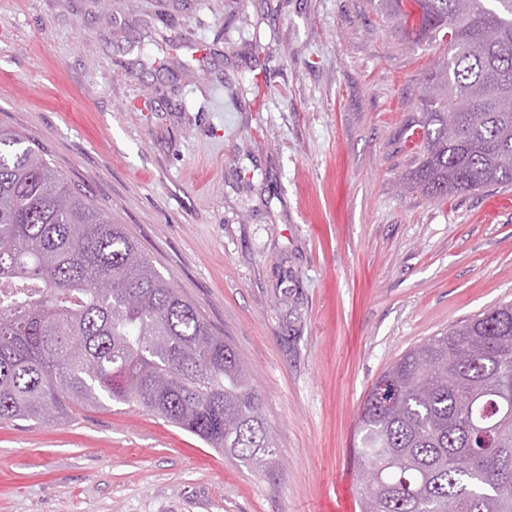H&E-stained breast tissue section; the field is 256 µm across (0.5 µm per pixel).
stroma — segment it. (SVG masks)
Segmentation results:
<instances>
[{
	"label": "stroma",
	"instance_id": "stroma-1",
	"mask_svg": "<svg viewBox=\"0 0 512 512\" xmlns=\"http://www.w3.org/2000/svg\"><path fill=\"white\" fill-rule=\"evenodd\" d=\"M374 0H0L25 134L248 362L264 474L135 405L0 422V512H359V410L512 301V186L403 184L421 77Z\"/></svg>",
	"mask_w": 512,
	"mask_h": 512
}]
</instances>
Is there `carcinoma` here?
<instances>
[{
  "mask_svg": "<svg viewBox=\"0 0 512 512\" xmlns=\"http://www.w3.org/2000/svg\"><path fill=\"white\" fill-rule=\"evenodd\" d=\"M444 46L422 82L433 201L512 185V0H378ZM0 420L134 404L251 469L274 431L236 347L22 133L0 128ZM361 512H512V303L397 359L358 416Z\"/></svg>",
  "mask_w": 512,
  "mask_h": 512,
  "instance_id": "carcinoma-1",
  "label": "carcinoma"
}]
</instances>
